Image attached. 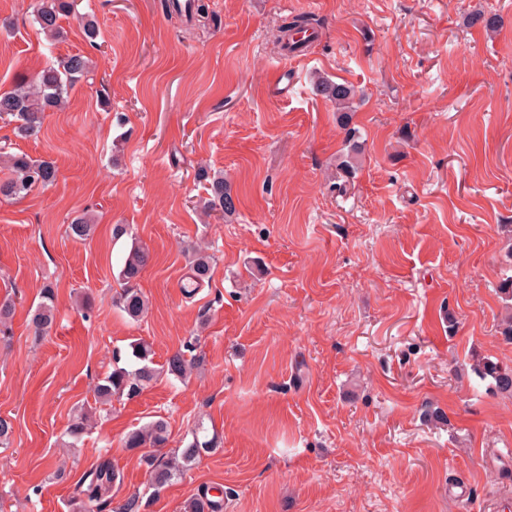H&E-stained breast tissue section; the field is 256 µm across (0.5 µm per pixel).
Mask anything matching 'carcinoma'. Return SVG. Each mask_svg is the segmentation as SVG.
Returning a JSON list of instances; mask_svg holds the SVG:
<instances>
[{"instance_id": "obj_1", "label": "carcinoma", "mask_w": 512, "mask_h": 512, "mask_svg": "<svg viewBox=\"0 0 512 512\" xmlns=\"http://www.w3.org/2000/svg\"><path fill=\"white\" fill-rule=\"evenodd\" d=\"M73 4L71 0H38L32 12V23L52 41L59 42L64 38V28L60 24L62 17L69 14ZM314 18L299 14L281 25V32L299 33L313 25ZM469 26H479L487 32L495 31L499 26V17L495 13L478 8L466 18ZM90 73V60L80 53L68 54L41 71L37 78L27 84L19 83L9 91L0 93V119L8 117L15 122L14 133L22 138L31 137L40 132L46 113L61 109L68 101L70 92L78 82ZM317 92L329 101L336 109L341 128L345 132V141L353 149L357 129L351 126L353 100L356 96L354 86L345 82H334L323 75H316L314 80ZM0 156L9 162L10 176L0 181V196L6 198H23L37 186H49L56 182L58 170L54 162L37 160L25 153L4 152ZM199 177L207 181L208 195L205 208L210 211H222L230 217L236 213L234 197L224 183V175H209L208 171H199ZM94 230L92 218L82 215L68 224L70 236L77 240H87ZM148 252L132 246L119 272L122 281L121 292L113 302L127 316L140 320L148 308V302L141 290L137 288V279L148 261ZM210 258L205 254H197L191 265L192 279L199 283L210 274ZM56 314V295L54 288L47 285L43 288L41 301L33 313L32 321L39 332L48 330ZM130 356L136 368L115 367L100 379L95 387V403L109 405L112 399L124 394L134 395L149 387L161 374L175 379L186 377L195 363V358H188L185 352L177 351L160 369L153 362V351L149 343L138 340L130 345ZM473 370L480 377L493 380L496 390L512 395V367L503 366L489 359L477 361ZM203 426L197 427L193 440L184 448H179L172 455L160 453L167 446L169 429L167 422L155 419L145 426L130 432L125 438V447L141 452L142 461L148 467L151 486L162 488L181 477L193 463L199 461L201 454L210 452L217 447L216 437L202 438L199 432ZM123 481L119 469L109 461H103L90 470L77 487V496L72 506L76 512H140V496L129 495L122 503L112 505V489ZM223 496L203 493L193 498L188 504V512H221Z\"/></svg>"}]
</instances>
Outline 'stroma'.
<instances>
[{
    "instance_id": "35a3bbf8",
    "label": "stroma",
    "mask_w": 512,
    "mask_h": 512,
    "mask_svg": "<svg viewBox=\"0 0 512 512\" xmlns=\"http://www.w3.org/2000/svg\"><path fill=\"white\" fill-rule=\"evenodd\" d=\"M32 2L0 0V91L68 54L93 68L38 136L0 120V148L58 168L0 199V302L16 307L0 327V512H73L103 454L123 475L115 501L140 491L141 512L218 488L224 512H484L512 495V395L472 370L512 367V0H207L203 26L160 0H74L53 45ZM479 7L498 32L467 25ZM297 13L320 35L290 61L276 39ZM317 72L358 92L354 175L336 172L344 132ZM203 166L238 196L234 216L202 215ZM83 214L97 229L79 241L67 226ZM135 244L150 255L136 322L113 302ZM195 246L213 258L196 286ZM47 285L56 318L38 336ZM137 339L159 366L194 343L197 364L113 401L70 445L76 409ZM159 417L170 447L199 422L218 447L156 490L123 439ZM459 479L464 502L448 496Z\"/></svg>"
}]
</instances>
